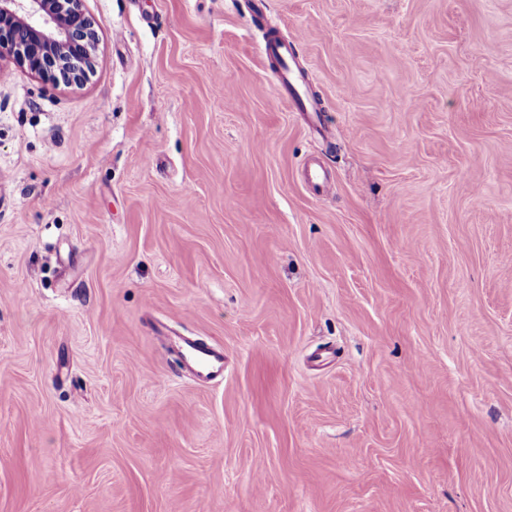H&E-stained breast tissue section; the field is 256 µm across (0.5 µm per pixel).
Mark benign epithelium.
I'll use <instances>...</instances> for the list:
<instances>
[{
	"label": "benign epithelium",
	"instance_id": "obj_1",
	"mask_svg": "<svg viewBox=\"0 0 512 512\" xmlns=\"http://www.w3.org/2000/svg\"><path fill=\"white\" fill-rule=\"evenodd\" d=\"M98 40L83 0H0V60L8 58L46 84L77 82Z\"/></svg>",
	"mask_w": 512,
	"mask_h": 512
}]
</instances>
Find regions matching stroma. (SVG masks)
<instances>
[{
    "instance_id": "stroma-1",
    "label": "stroma",
    "mask_w": 512,
    "mask_h": 512,
    "mask_svg": "<svg viewBox=\"0 0 512 512\" xmlns=\"http://www.w3.org/2000/svg\"><path fill=\"white\" fill-rule=\"evenodd\" d=\"M84 7L0 62V512H512V0ZM96 26L83 0H0V61L9 58L52 87L77 82L92 67ZM262 51L268 56L279 59L282 85L300 111H320V103L309 94L307 89L309 76L299 70L291 43L271 40L264 44ZM177 352L181 369L202 382L224 381V349L191 336H160Z\"/></svg>"
}]
</instances>
